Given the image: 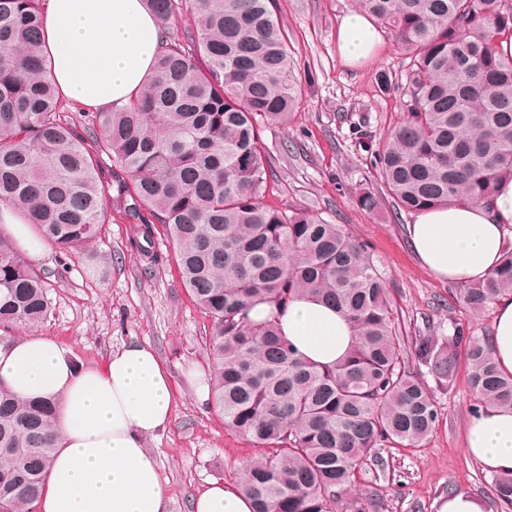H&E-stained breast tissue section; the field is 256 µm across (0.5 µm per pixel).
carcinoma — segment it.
<instances>
[{
	"instance_id": "cac0c4a2",
	"label": "carcinoma",
	"mask_w": 512,
	"mask_h": 512,
	"mask_svg": "<svg viewBox=\"0 0 512 512\" xmlns=\"http://www.w3.org/2000/svg\"><path fill=\"white\" fill-rule=\"evenodd\" d=\"M166 37L155 72L121 108L82 130L48 79L41 0H0V208L45 242L82 250L117 212L170 234L182 286L211 322V407L264 449L241 470L253 512H336L384 443L419 448L441 412L409 357L453 390L460 359L482 408H512V374L492 337L460 323L446 336L403 334L381 269L341 224L265 202L273 181L263 141L285 128L299 89L274 0H148ZM410 58L403 119L373 151L395 211L491 200L512 178V0H356ZM195 16L180 25L183 10ZM112 165L104 168L103 158ZM47 276L0 223V343L50 309ZM308 296L347 318L354 347L334 367L298 356L279 317ZM472 315L512 299V249L485 280L455 290ZM269 307L262 319L251 316ZM55 406L20 400L0 382V512H36L54 449ZM512 512V472L493 480ZM355 512H382L368 491Z\"/></svg>"
}]
</instances>
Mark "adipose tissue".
I'll list each match as a JSON object with an SVG mask.
<instances>
[{
  "mask_svg": "<svg viewBox=\"0 0 512 512\" xmlns=\"http://www.w3.org/2000/svg\"><path fill=\"white\" fill-rule=\"evenodd\" d=\"M45 50L49 78L68 101L120 107L152 75L163 39L146 0H49ZM341 59L373 55V20L348 11L336 33ZM512 180L499 183L490 204L462 203L417 213L409 242L438 278L475 283L512 248ZM298 355L321 365L341 360L354 342L336 308L304 297L280 317ZM0 383L21 399L57 407V438L39 512H168V491L145 438L164 432L174 401L169 373L155 350L132 342L104 365H77L46 336L0 344ZM465 450L485 469L512 471V409L486 408L468 424ZM191 512H252L236 486L213 485L193 499Z\"/></svg>",
  "mask_w": 512,
  "mask_h": 512,
  "instance_id": "ef3b65f1",
  "label": "adipose tissue"
}]
</instances>
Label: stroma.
Wrapping results in <instances>:
<instances>
[{
    "mask_svg": "<svg viewBox=\"0 0 512 512\" xmlns=\"http://www.w3.org/2000/svg\"><path fill=\"white\" fill-rule=\"evenodd\" d=\"M353 7L354 0L277 2L301 94L288 128L264 133L275 174L267 199L345 225L365 241L407 335L437 336L456 322L493 332L495 310L471 315L453 302L454 283L421 266L407 233L412 214L395 213L388 202L376 212L358 204L363 192L381 190L371 146L403 118L399 91L379 92L376 74L399 70L403 55L383 28L376 56L346 65L337 52L336 29ZM356 123L364 139L353 135ZM134 234V225L116 215L90 255L65 256L45 246L37 265L47 276L51 311L34 333L58 339L78 362L94 365L128 343L151 344L171 373L176 407L168 428L147 438L145 446L167 483L169 512H190L194 497L210 484L236 483L242 467L262 450L225 428L198 394L212 365L210 324L178 283L166 230L157 227L149 258L132 246ZM429 390L441 417L422 447L384 444L377 464L358 475V489L382 492L384 512H438L452 489L482 499L488 495L492 472L464 449L474 404L467 367H460L453 391L434 383Z\"/></svg>",
    "mask_w": 512,
    "mask_h": 512,
    "instance_id": "1",
    "label": "stroma"
}]
</instances>
